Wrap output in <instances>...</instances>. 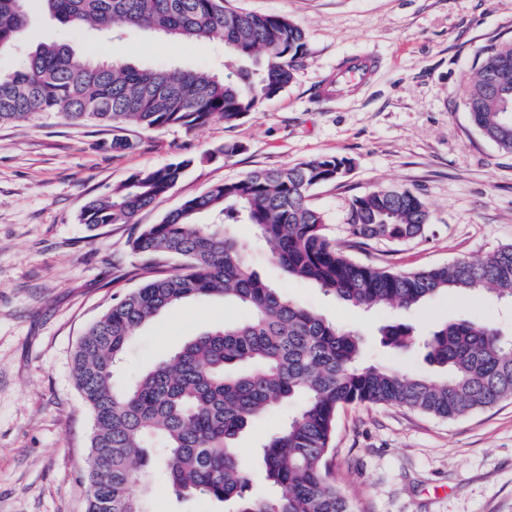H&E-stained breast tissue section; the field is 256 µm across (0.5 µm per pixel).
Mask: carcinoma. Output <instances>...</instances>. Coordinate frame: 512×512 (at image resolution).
Instances as JSON below:
<instances>
[{"label":"carcinoma","mask_w":512,"mask_h":512,"mask_svg":"<svg viewBox=\"0 0 512 512\" xmlns=\"http://www.w3.org/2000/svg\"><path fill=\"white\" fill-rule=\"evenodd\" d=\"M25 0H0V52L26 25ZM60 23L110 32L151 30L179 40L224 41L221 76L109 64L69 45L45 44L19 68L0 73V125L34 114H59L75 125L135 124L192 131L220 118L235 125L292 83L306 54L303 30L280 16L238 12L224 0H41ZM472 125L512 153V42L479 55L465 86ZM345 158L322 156L258 169L185 200L131 241L148 266L178 265L113 303L84 331L73 357L75 386L88 406V512H147L160 477L178 502L205 497L229 512H353L329 463L338 410L351 404L406 407L457 419L512 397V336L468 316L426 334L383 327L384 346L418 351L435 371H396L363 362L360 336L288 300L255 272L230 233L254 226L288 277L307 281L357 307L412 308L443 292L512 303V244L478 260L394 272L351 260L345 247L402 243L424 234L425 200L409 191L375 188L351 199L347 246L327 233L324 212L309 199L337 181ZM192 157L139 171L111 192L88 199L79 219L93 227L131 224L168 193ZM222 297L247 310L161 357L134 381H117L133 336L158 315L192 299ZM292 406L293 413L259 448L265 492L253 490L235 442L257 419Z\"/></svg>","instance_id":"cac0c4a2"}]
</instances>
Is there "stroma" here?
Masks as SVG:
<instances>
[{
	"label": "stroma",
	"instance_id": "obj_1",
	"mask_svg": "<svg viewBox=\"0 0 512 512\" xmlns=\"http://www.w3.org/2000/svg\"><path fill=\"white\" fill-rule=\"evenodd\" d=\"M227 8L278 15L305 33L294 81L234 126L144 130L71 125L36 115L0 126V512H86L92 416L72 375L85 328L147 272L130 242L212 185L256 169L321 156L349 158L350 172L311 196L328 232L347 239L353 196L376 187L421 195L431 211L411 241L352 249V258L408 271L476 259L512 243V153L471 125L461 91L485 47L512 40V0H227ZM66 43L103 61L168 70H224L221 41L181 42L124 29L119 40L61 26L29 0L23 50ZM369 57L372 75L351 93L334 90L337 69ZM130 140L113 150V139ZM227 143L231 159H209ZM194 158L175 188L133 224H80L83 203L132 174ZM255 270L291 301L361 334L367 358L429 372L418 353L379 343L401 320L429 328L472 314L512 327V306L441 293L404 313L366 311L288 278L248 224L233 228ZM220 298L194 299L146 325L127 352L132 380L188 338L244 319ZM333 473L354 512H512V400L455 419L392 406L353 404L336 416Z\"/></svg>",
	"mask_w": 512,
	"mask_h": 512
}]
</instances>
